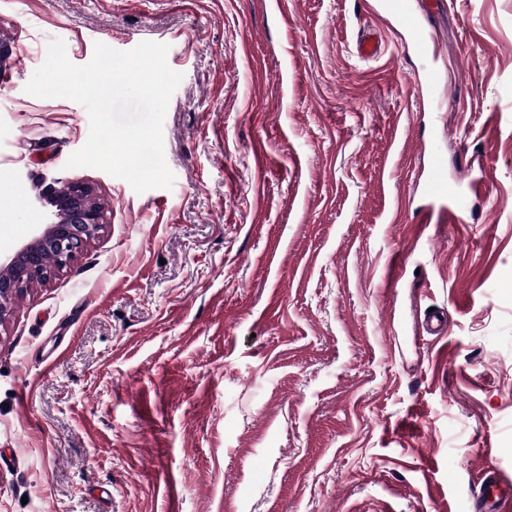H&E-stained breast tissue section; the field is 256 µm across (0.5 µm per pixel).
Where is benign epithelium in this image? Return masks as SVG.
Returning a JSON list of instances; mask_svg holds the SVG:
<instances>
[{
	"label": "benign epithelium",
	"instance_id": "obj_1",
	"mask_svg": "<svg viewBox=\"0 0 512 512\" xmlns=\"http://www.w3.org/2000/svg\"><path fill=\"white\" fill-rule=\"evenodd\" d=\"M40 200L54 207L53 220L13 256L0 263V324L11 315L16 301L36 286H43L67 268L88 247L105 224L104 210L90 207L86 199L93 189L79 182L61 193L63 179L42 177ZM52 255L54 264L45 263Z\"/></svg>",
	"mask_w": 512,
	"mask_h": 512
}]
</instances>
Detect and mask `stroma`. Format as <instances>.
I'll list each match as a JSON object with an SVG mask.
<instances>
[{
	"label": "stroma",
	"mask_w": 512,
	"mask_h": 512,
	"mask_svg": "<svg viewBox=\"0 0 512 512\" xmlns=\"http://www.w3.org/2000/svg\"><path fill=\"white\" fill-rule=\"evenodd\" d=\"M428 26L423 60L384 0H0V258L43 173L106 208L0 326V512H474L512 479V0ZM56 39L169 44L172 189L68 167L86 109L24 91ZM426 164L432 174L431 180L426 184L427 194L437 198L451 195L455 207L459 210H463L465 208L464 192L448 188V181L443 176L445 167L443 157L436 154L428 155L426 157ZM483 480L480 486L481 511L491 510L495 504L512 497L511 481L502 478L496 471L485 469L482 471ZM494 509V508H493Z\"/></svg>",
	"instance_id": "obj_1"
}]
</instances>
